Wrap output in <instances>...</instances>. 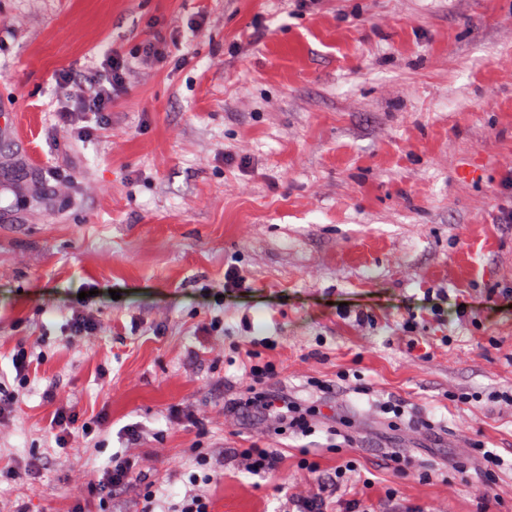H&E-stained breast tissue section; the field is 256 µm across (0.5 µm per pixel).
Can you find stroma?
Instances as JSON below:
<instances>
[{
  "mask_svg": "<svg viewBox=\"0 0 512 512\" xmlns=\"http://www.w3.org/2000/svg\"><path fill=\"white\" fill-rule=\"evenodd\" d=\"M0 22V512L332 507L342 458L374 512L390 487L480 512L482 448L512 512V304L489 297L512 289V0H0ZM110 46L124 83L75 140L63 77ZM256 369L316 433L238 414ZM265 449L276 477L241 470ZM116 456L130 481L101 495Z\"/></svg>",
  "mask_w": 512,
  "mask_h": 512,
  "instance_id": "1",
  "label": "stroma"
}]
</instances>
